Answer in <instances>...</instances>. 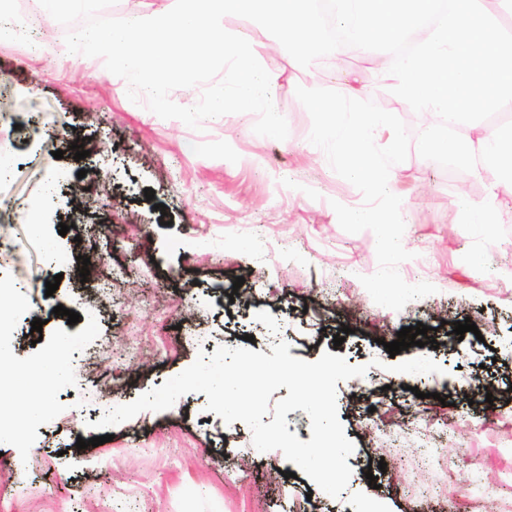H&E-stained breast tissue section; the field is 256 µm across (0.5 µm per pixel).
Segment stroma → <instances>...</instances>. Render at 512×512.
Listing matches in <instances>:
<instances>
[{
	"mask_svg": "<svg viewBox=\"0 0 512 512\" xmlns=\"http://www.w3.org/2000/svg\"><path fill=\"white\" fill-rule=\"evenodd\" d=\"M267 64L279 75L283 141L256 135L253 114L208 119L198 130L160 118L128 99L126 81L102 59L36 58L25 45H0V153L11 159L0 176L8 244L0 319L26 363L57 337L73 340L69 377L54 387L45 418L26 428L23 446L0 445V512H354L364 499L383 512H512V197L491 198L482 180L460 191L410 151L391 188L403 200L413 254L398 270L436 292L398 312L375 304L360 278L378 269L376 238L345 232L332 208L361 206L363 197L310 147L311 118L295 90L344 94L349 74L366 99L392 97L357 56L336 79L322 63L304 68L275 55ZM63 124L65 138H53ZM78 140L88 151L82 160L71 148ZM58 149L63 158H54ZM465 200L493 201L507 231L489 248L486 273L462 260L472 243L459 223ZM158 202L165 212L155 211ZM29 203L39 206L43 235L29 229ZM63 223L80 243L59 235ZM51 242L67 258L56 270L46 260ZM85 255L97 264L83 279ZM58 273V290L45 296L44 280ZM59 305L79 313L78 323L55 315ZM35 317L44 321L38 343L29 333ZM465 319L478 331L457 337L454 324ZM419 323L430 345L400 357L426 356L441 370L407 380L385 370V345ZM195 336L213 349L266 354L283 341L296 358L333 351L367 366L337 384L338 417L355 445L340 497L297 473L281 451H257L250 428L207 411L202 393L141 412L111 427L112 441L77 449L78 439L96 437L105 402H131L192 364ZM369 414L377 429L365 428ZM427 447L440 457L426 460ZM380 460L385 471L367 481Z\"/></svg>",
	"mask_w": 512,
	"mask_h": 512,
	"instance_id": "35a3bbf8",
	"label": "stroma"
}]
</instances>
